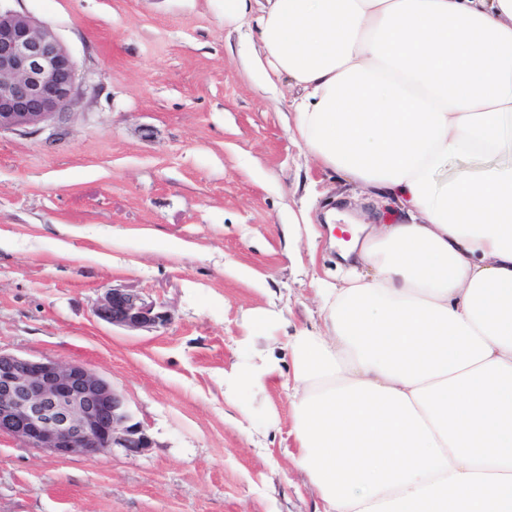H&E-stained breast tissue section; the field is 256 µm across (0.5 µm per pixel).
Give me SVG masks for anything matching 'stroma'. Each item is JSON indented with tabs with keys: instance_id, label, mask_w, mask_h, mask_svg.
Wrapping results in <instances>:
<instances>
[{
	"instance_id": "1",
	"label": "stroma",
	"mask_w": 512,
	"mask_h": 512,
	"mask_svg": "<svg viewBox=\"0 0 512 512\" xmlns=\"http://www.w3.org/2000/svg\"><path fill=\"white\" fill-rule=\"evenodd\" d=\"M50 26L88 90L69 125L0 133V350L78 362L121 391L153 438L59 458L0 435V512H316L279 388L247 368L267 336L317 319L313 274L345 275L334 228L316 262L301 209L362 224L393 213L322 171L291 136L287 82L250 71L257 39L224 0H13ZM112 288L167 325L98 319Z\"/></svg>"
}]
</instances>
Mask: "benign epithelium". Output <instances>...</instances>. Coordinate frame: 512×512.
I'll return each mask as SVG.
<instances>
[{
  "label": "benign epithelium",
  "instance_id": "obj_1",
  "mask_svg": "<svg viewBox=\"0 0 512 512\" xmlns=\"http://www.w3.org/2000/svg\"><path fill=\"white\" fill-rule=\"evenodd\" d=\"M0 0V131L67 124L83 94L76 63L46 24ZM94 314L128 330L164 326L169 315L132 290L112 288ZM56 456L112 448L138 454L153 439L124 395L82 364L0 351V434Z\"/></svg>",
  "mask_w": 512,
  "mask_h": 512
}]
</instances>
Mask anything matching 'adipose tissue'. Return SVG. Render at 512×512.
I'll use <instances>...</instances> for the list:
<instances>
[{"instance_id": "1", "label": "adipose tissue", "mask_w": 512, "mask_h": 512, "mask_svg": "<svg viewBox=\"0 0 512 512\" xmlns=\"http://www.w3.org/2000/svg\"><path fill=\"white\" fill-rule=\"evenodd\" d=\"M292 131L398 224H366L281 387L321 512H512V0H224ZM495 159L450 181L453 158Z\"/></svg>"}]
</instances>
